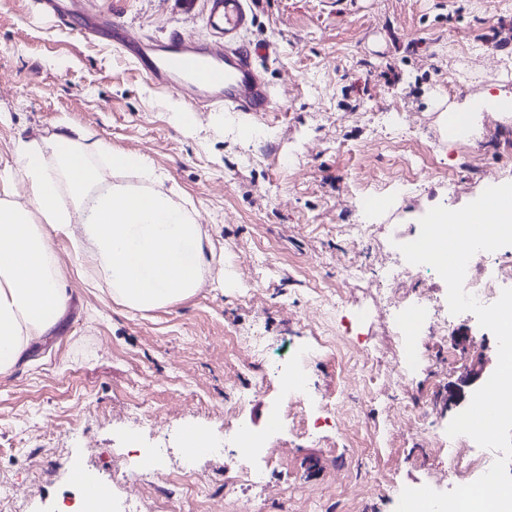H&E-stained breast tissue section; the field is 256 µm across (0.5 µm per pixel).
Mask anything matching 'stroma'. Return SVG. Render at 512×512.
Masks as SVG:
<instances>
[{
  "mask_svg": "<svg viewBox=\"0 0 512 512\" xmlns=\"http://www.w3.org/2000/svg\"><path fill=\"white\" fill-rule=\"evenodd\" d=\"M73 14L117 20L149 43L179 32L206 42L189 0H59ZM243 43L274 96L270 111L194 112L136 70L105 37L83 39L36 16L30 0H0V167L18 141L70 125L88 140L144 155L178 188L203 229L208 262L190 298L151 311L114 301L81 274V242L50 233L66 280L64 313L27 361L0 379V512H69L89 478L153 512L193 486L185 512H233L229 487L267 512H395L388 485L459 479L436 436L467 408L498 363L494 334L474 314L450 315L435 270L388 291L378 272L414 241L432 207L460 209L489 182L512 180V117L484 114L482 134L448 141L450 104L512 90V0H250ZM179 102L194 123L169 108ZM257 130L246 140L242 128ZM410 183L396 192L400 183ZM384 199V210L362 203ZM368 225L363 238L352 227ZM364 266L365 277L342 265ZM427 295L449 315L447 346L395 333L396 309ZM331 348H324L325 340ZM314 350L286 395L294 349ZM265 391L242 416L264 439V484L240 483L250 458L226 438L235 399ZM430 405L434 441H420L405 402ZM288 416L269 427L273 408ZM194 428L226 452H187ZM167 436L166 467L118 481L130 445Z\"/></svg>",
  "mask_w": 512,
  "mask_h": 512,
  "instance_id": "obj_1",
  "label": "stroma"
}]
</instances>
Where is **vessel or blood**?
Instances as JSON below:
<instances>
[{"label":"vessel or blood","instance_id":"vessel-or-blood-1","mask_svg":"<svg viewBox=\"0 0 512 512\" xmlns=\"http://www.w3.org/2000/svg\"><path fill=\"white\" fill-rule=\"evenodd\" d=\"M207 27L225 46L187 44L171 33L155 49L129 51L118 42L120 52H132L136 65L149 78L179 88L181 83L224 89L222 105L228 112H265L272 101L269 87L259 77L250 54L238 41L252 23L248 0H202Z\"/></svg>","mask_w":512,"mask_h":512}]
</instances>
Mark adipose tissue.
I'll list each match as a JSON object with an SVG mask.
<instances>
[{
	"label": "adipose tissue",
	"mask_w": 512,
	"mask_h": 512,
	"mask_svg": "<svg viewBox=\"0 0 512 512\" xmlns=\"http://www.w3.org/2000/svg\"><path fill=\"white\" fill-rule=\"evenodd\" d=\"M126 172L141 186L116 182ZM18 180L28 183V196L14 193ZM175 195L143 156L99 141L58 134L43 145L18 143L13 164L0 168V378L65 309L50 232L84 237L92 280L128 308H163L196 293L203 231Z\"/></svg>",
	"instance_id": "adipose-tissue-1"
}]
</instances>
